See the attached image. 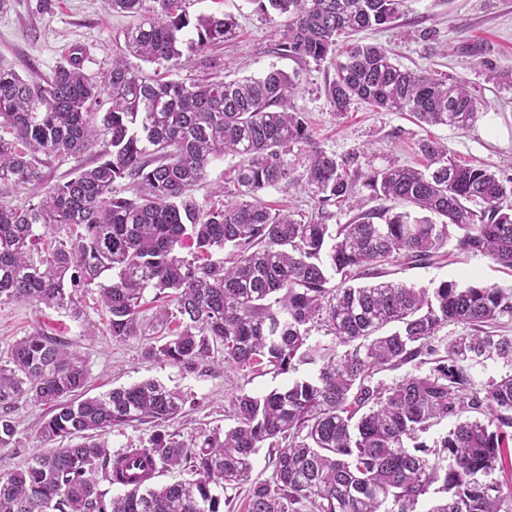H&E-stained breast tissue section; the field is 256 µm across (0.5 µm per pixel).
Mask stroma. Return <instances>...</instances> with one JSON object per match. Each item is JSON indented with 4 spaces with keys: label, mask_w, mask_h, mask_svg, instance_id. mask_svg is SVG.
<instances>
[{
    "label": "stroma",
    "mask_w": 512,
    "mask_h": 512,
    "mask_svg": "<svg viewBox=\"0 0 512 512\" xmlns=\"http://www.w3.org/2000/svg\"><path fill=\"white\" fill-rule=\"evenodd\" d=\"M188 11L194 17L220 12L236 17L238 38L209 50L210 55L229 61L225 79L258 76L273 68L295 75L299 91L291 104L304 114L311 142L294 146L289 156L292 163L304 162L316 145L339 157L359 150L358 163L364 168L396 163L420 169L426 163L422 143L437 141L447 146L458 163L512 177V87L487 82L483 67L487 61L512 67V0H407L406 13L395 26L360 34L364 42L387 48L403 67L429 68L469 82L484 107L468 130L424 125L409 113L378 110L364 103L342 114L332 112L325 86L334 76L333 68L305 66L274 54L271 46L278 37L277 27L261 19L250 0H192ZM135 23L134 17L113 12L104 0H8L0 10V60L23 76L46 77L75 50L84 58L86 73L96 77L110 68L113 54L124 44L125 31ZM447 44L452 47L448 53L443 50ZM261 199L269 207L306 218L325 213L330 224L346 223L355 213L350 204L323 207L307 193L283 186L265 189ZM387 277L418 288H431L444 280L462 286H512L511 271L486 255L461 252L452 243L436 264L395 263L389 265ZM145 296L141 332L122 342L102 330L87 335V324L102 327L105 323L94 286L79 289L81 314L77 317L63 309L1 302L0 354H6L17 339L41 330L66 341L84 362L87 395L145 380L160 381L186 401L183 415L172 428L187 440L233 427L234 395H264L315 373L313 366L301 365L286 375H251L226 369L219 356L203 368L188 371L146 358L144 348L159 332L154 293L149 290ZM46 414L45 408L18 403L13 412L14 441L0 449V476L22 468L41 451L38 431Z\"/></svg>",
    "instance_id": "1"
}]
</instances>
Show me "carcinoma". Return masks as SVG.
<instances>
[{
    "mask_svg": "<svg viewBox=\"0 0 512 512\" xmlns=\"http://www.w3.org/2000/svg\"><path fill=\"white\" fill-rule=\"evenodd\" d=\"M107 2L141 21L100 78L84 72L77 52L41 82L0 62V127L11 135L0 136V190L44 193L37 205L0 203V301L77 315L74 292L95 285L107 332L124 341L138 334L152 288L174 303L159 310L161 324L175 319L179 332L146 345V357L190 370L221 347L231 369L280 375L310 364L317 375L235 395L234 427L186 442L168 431L183 413L180 394L145 381L86 397L82 360L35 331L0 356V448L12 444L21 401L48 407L39 437L53 447L0 478V512H223L216 490L230 486L247 487V512H416L432 489L443 497L429 512H509L512 481L490 475L512 471V372L479 387L474 369L512 363V289L453 281L418 289L380 277L395 259L435 263L453 232L458 249L512 270V179L458 164L434 142L422 145L423 170L363 171L355 151L338 159L314 147L296 175L288 155L310 138L291 106L290 74L186 84L128 60L168 73L196 56L217 70L206 50L236 36L234 16L193 21L189 0ZM251 2L261 17L281 18L276 54L335 69L326 85L332 111L363 102L429 126L477 121L482 102L466 80L405 69L384 47L353 38L393 25L406 0ZM484 69L486 80L512 86V69L490 61ZM94 149L92 166L44 188L43 158ZM226 155L239 163L224 180V205L205 209L194 191ZM126 178L122 195L114 183ZM279 185L323 206L354 198L362 211L346 224H327L322 213L298 220L261 202L259 193ZM388 200L417 214L379 205ZM367 202L376 206L365 210ZM52 224L67 225L68 240L38 258V227ZM187 240L190 260L178 252ZM221 250L228 256L212 260ZM107 271L110 284L100 282ZM312 323L333 343H308ZM450 325L459 331L442 334ZM407 366L391 384L378 379ZM446 419L456 424L433 446L416 442ZM133 424L152 425L148 445L110 454L100 437ZM263 447L273 466L264 479L253 475ZM166 468L194 479L155 486ZM102 481L123 495L105 501Z\"/></svg>",
    "mask_w": 512,
    "mask_h": 512,
    "instance_id": "cac0c4a2",
    "label": "carcinoma"
}]
</instances>
